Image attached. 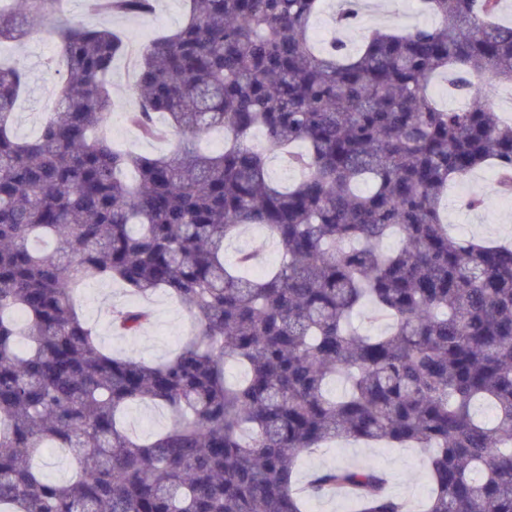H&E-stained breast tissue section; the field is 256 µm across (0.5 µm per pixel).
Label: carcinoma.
I'll use <instances>...</instances> for the list:
<instances>
[{"instance_id": "1", "label": "carcinoma", "mask_w": 512, "mask_h": 512, "mask_svg": "<svg viewBox=\"0 0 512 512\" xmlns=\"http://www.w3.org/2000/svg\"><path fill=\"white\" fill-rule=\"evenodd\" d=\"M187 2L177 30L136 51L127 117L146 137L160 120L177 131L160 157L104 134L127 53L114 30L64 17L61 0H24V23L0 3V44L49 26L62 62L59 111L31 139L13 130L26 72L0 63V512H305L338 494L355 512H512V246L454 236L441 214L450 184L487 165L512 195V124L491 107L512 84L501 0H417L434 26L368 30L355 53L312 44L321 0ZM438 73L463 105L430 97ZM214 129L228 137L206 154ZM257 131L297 181H272ZM249 227L281 251L261 278L256 252L225 255ZM93 279L185 302L191 339L160 363L116 356L75 308ZM365 304L385 331L353 327ZM109 315L124 336L151 324L145 306ZM136 403L171 425L135 438L119 415ZM344 437L425 450L427 500L387 492L369 465L299 488L300 456ZM42 448L78 470L49 479Z\"/></svg>"}]
</instances>
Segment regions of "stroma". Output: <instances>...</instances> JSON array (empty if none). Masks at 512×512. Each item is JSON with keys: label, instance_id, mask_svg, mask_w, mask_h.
<instances>
[{"label": "stroma", "instance_id": "35a3bbf8", "mask_svg": "<svg viewBox=\"0 0 512 512\" xmlns=\"http://www.w3.org/2000/svg\"><path fill=\"white\" fill-rule=\"evenodd\" d=\"M184 0H159L155 12L157 23L146 30L141 19L110 18L108 26L119 31L125 39L138 44L151 34L171 32L184 21ZM57 40L53 33L40 29L20 41L0 44V55L19 59L28 72L29 91L15 107L14 131L18 137L30 138L38 134L46 118L60 102L55 79L46 72L45 62L55 57ZM110 89L115 108L108 121V135L116 145L147 156H159L172 148L171 139L153 140L140 137L128 124L126 114L134 104L128 88L125 59H118L112 69ZM481 196V208L468 205L472 196ZM450 232L468 237L512 242V200H503L496 192L490 170L481 169L468 179L454 183L445 202ZM126 299L122 287L102 280L89 281L76 297L80 314L96 330L102 344L115 354L150 362L167 359L190 331L191 316L187 308L165 292H157L149 300L153 311L150 327L139 336H120L110 327L107 310L110 304ZM372 465L384 471L394 495L414 502L427 499L431 484L424 467V453L418 448H391L380 443H362L336 440L305 453L297 469L299 484H306L311 476L336 464Z\"/></svg>", "mask_w": 512, "mask_h": 512}]
</instances>
